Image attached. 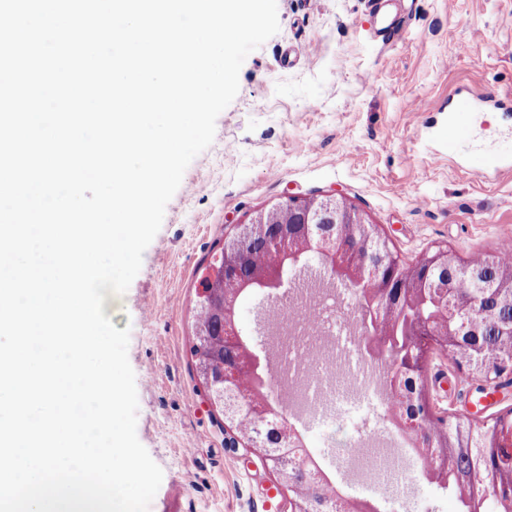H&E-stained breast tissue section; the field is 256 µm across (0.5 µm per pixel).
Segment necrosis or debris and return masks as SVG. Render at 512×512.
<instances>
[{"mask_svg":"<svg viewBox=\"0 0 512 512\" xmlns=\"http://www.w3.org/2000/svg\"><path fill=\"white\" fill-rule=\"evenodd\" d=\"M291 302L277 338V391L312 411L336 396L378 391L383 367L362 350L354 300L334 288H298Z\"/></svg>","mask_w":512,"mask_h":512,"instance_id":"1","label":"necrosis or debris"}]
</instances>
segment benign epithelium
Segmentation results:
<instances>
[{"label": "benign epithelium", "mask_w": 512, "mask_h": 512, "mask_svg": "<svg viewBox=\"0 0 512 512\" xmlns=\"http://www.w3.org/2000/svg\"><path fill=\"white\" fill-rule=\"evenodd\" d=\"M256 253L266 258L260 268L253 266ZM310 254L319 259L328 284L339 282L357 297L366 336L363 352L369 357L387 361L395 356L389 337L399 329L408 307L418 314L413 335L430 337L431 345L445 352L448 326L455 317L446 304L425 316L423 305L428 295L417 287L422 271L446 270L454 263L450 251L440 247L403 264L400 271L393 267L391 249L379 225L343 198L290 197L256 212L234 236L224 239L221 266L211 267L200 284V298L220 314L216 332L201 323L196 325V338L203 342L199 351L212 348L210 356L199 362L200 371L231 434L225 444L235 447L242 443L261 456L277 488L296 494L290 499L291 512H310L302 504L308 491L296 484L295 474L312 460L300 454L301 437L289 422L285 407L277 410L270 403L271 387L258 374L261 358L237 331L236 304L246 289L261 290L269 297L280 295L288 273ZM246 410L253 421L243 428L241 415ZM388 413L408 447L422 453L425 444L416 429L402 420L395 407H388ZM270 426L278 436L277 448L268 447L265 440Z\"/></svg>", "instance_id": "obj_1"}]
</instances>
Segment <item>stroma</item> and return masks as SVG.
Here are the masks:
<instances>
[{
  "instance_id": "obj_1",
  "label": "stroma",
  "mask_w": 512,
  "mask_h": 512,
  "mask_svg": "<svg viewBox=\"0 0 512 512\" xmlns=\"http://www.w3.org/2000/svg\"><path fill=\"white\" fill-rule=\"evenodd\" d=\"M407 7L383 47L369 37L371 0H277L278 33L245 59L238 94L185 170L139 273L125 294L106 295L105 315L130 330L137 437L163 471L149 512H289L263 459L226 447L192 352L200 278L238 225L290 196L336 194L404 262L437 247L466 260L512 241V0ZM458 91L501 105L464 113L474 138L452 154L448 97ZM482 150L502 166L477 171ZM270 304L256 290L237 303L238 330L262 355ZM425 380L439 416L512 408V387L484 401L483 383L438 351ZM290 421L342 497L377 501L381 512H455L454 498L423 479L380 396L362 391L352 405ZM365 433L402 450L388 483L355 467Z\"/></svg>"
}]
</instances>
